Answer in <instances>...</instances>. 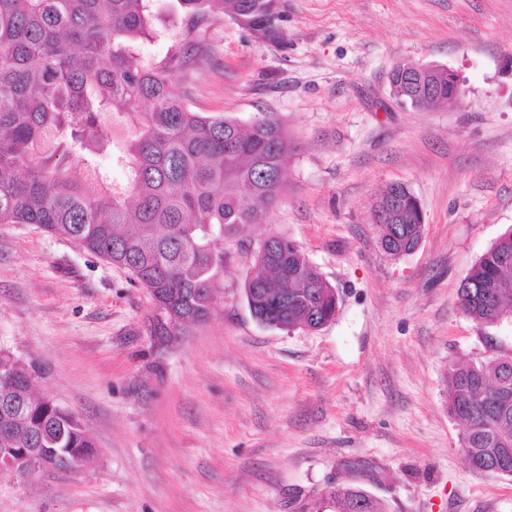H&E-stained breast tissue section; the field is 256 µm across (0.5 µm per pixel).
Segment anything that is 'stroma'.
I'll list each match as a JSON object with an SVG mask.
<instances>
[{
  "label": "stroma",
  "mask_w": 512,
  "mask_h": 512,
  "mask_svg": "<svg viewBox=\"0 0 512 512\" xmlns=\"http://www.w3.org/2000/svg\"><path fill=\"white\" fill-rule=\"evenodd\" d=\"M283 41L231 18L189 105L243 123L278 118L298 149L263 223L225 237L233 264L210 322L167 347L126 270L34 224H0V349L95 443L76 473L0 475V512H298L359 486L385 512H512V476L473 470L448 414L449 363L512 347L479 328L458 288L512 229V0H279ZM180 13L158 0L163 57ZM456 71L458 102L417 112L390 95L405 64ZM419 200L417 249L394 259L373 206ZM281 233L335 288L334 319L280 330L252 316L241 245Z\"/></svg>",
  "instance_id": "35a3bbf8"
}]
</instances>
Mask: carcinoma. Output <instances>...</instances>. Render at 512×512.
Wrapping results in <instances>:
<instances>
[{
    "label": "carcinoma",
    "mask_w": 512,
    "mask_h": 512,
    "mask_svg": "<svg viewBox=\"0 0 512 512\" xmlns=\"http://www.w3.org/2000/svg\"><path fill=\"white\" fill-rule=\"evenodd\" d=\"M154 0H0V224H35L124 268L153 302L150 336L164 345L205 325L224 298L231 258L217 241L238 224H260L284 185L292 147L270 116L248 126L195 112L184 74L205 61L206 34L229 16L262 41H281L273 0H177L184 26L160 60L135 43L154 38ZM402 66L392 93L432 110L448 99V73L435 93L408 99ZM125 172L116 183L97 157ZM405 199L398 223L380 225L381 242L409 250L424 215L401 185L381 194ZM280 275L261 268L246 301L260 323L316 330L336 315L335 288L294 242L279 236ZM463 312L485 329L512 313V230L478 259L459 288ZM448 413L466 426L461 451L474 469L512 476V351L448 369ZM30 378L0 350V448H67L87 461L95 444L76 414L29 394ZM505 391L504 408L493 396ZM382 512L359 486L331 487L302 512Z\"/></svg>",
    "instance_id": "cac0c4a2"
}]
</instances>
